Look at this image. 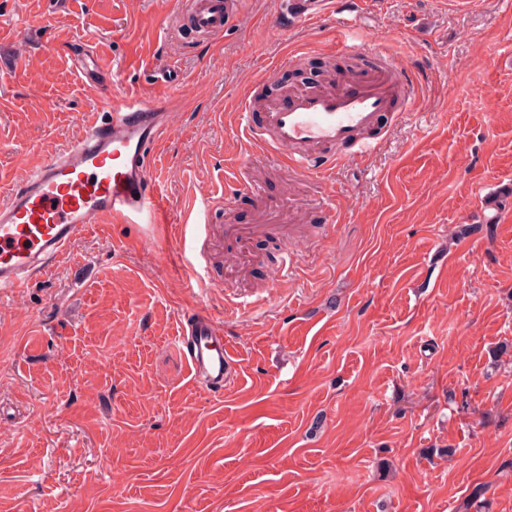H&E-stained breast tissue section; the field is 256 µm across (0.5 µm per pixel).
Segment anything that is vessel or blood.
I'll use <instances>...</instances> for the list:
<instances>
[{"label":"vessel or blood","mask_w":512,"mask_h":512,"mask_svg":"<svg viewBox=\"0 0 512 512\" xmlns=\"http://www.w3.org/2000/svg\"><path fill=\"white\" fill-rule=\"evenodd\" d=\"M327 0H285L280 29L305 24L323 11ZM240 0H187L178 26L214 40L240 12ZM340 54L354 58L360 73L334 86H303L282 98L261 102L244 98L239 128L266 165L300 176L329 178L336 166L365 157L380 142L383 121L394 99H408L397 66L370 70L372 53L357 43H341ZM103 117L85 121L84 133L49 161L27 173L0 199V292H16L46 275L92 225L112 218L127 224H156L167 211L151 180L154 150L170 128L163 102L135 94L108 95ZM244 160L232 189L260 194ZM214 200L203 197L193 223L178 225L177 244L192 270H202L195 244L209 233ZM275 224H227L225 242L244 248L277 234ZM175 343L196 382L223 393L238 377L223 331L203 311L182 313Z\"/></svg>","instance_id":"vessel-or-blood-1"}]
</instances>
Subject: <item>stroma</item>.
<instances>
[{"label":"stroma","instance_id":"obj_1","mask_svg":"<svg viewBox=\"0 0 512 512\" xmlns=\"http://www.w3.org/2000/svg\"><path fill=\"white\" fill-rule=\"evenodd\" d=\"M359 2L418 108L333 182L263 171L262 197L215 206L252 224L286 196L311 235L284 284L282 238L241 272L212 241L201 289L175 221L247 155L243 97L327 59L343 14L283 31L282 0H243L202 43L177 0H0V197L109 91L180 86L153 169L174 222L103 220L0 296V512H512V0ZM91 51L107 80L72 70ZM192 310L238 361L224 394L174 344Z\"/></svg>","mask_w":512,"mask_h":512}]
</instances>
